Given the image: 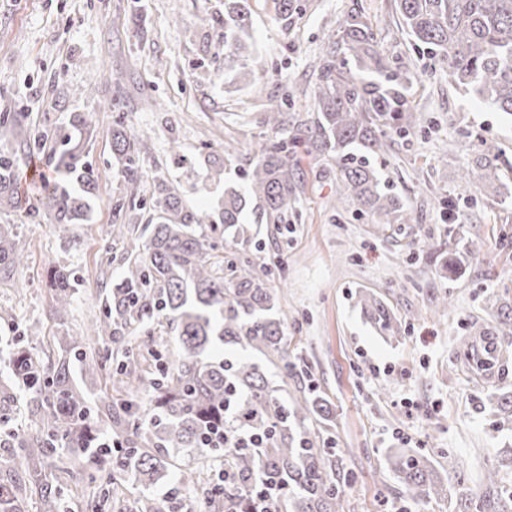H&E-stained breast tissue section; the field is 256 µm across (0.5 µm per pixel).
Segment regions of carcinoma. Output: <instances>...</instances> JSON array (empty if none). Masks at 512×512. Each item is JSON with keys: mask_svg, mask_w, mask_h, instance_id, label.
I'll use <instances>...</instances> for the list:
<instances>
[{"mask_svg": "<svg viewBox=\"0 0 512 512\" xmlns=\"http://www.w3.org/2000/svg\"><path fill=\"white\" fill-rule=\"evenodd\" d=\"M402 26L417 45L427 49L431 71H445L448 82L472 88L491 107L512 116V0H397ZM224 79L255 75L266 60L252 48L250 0H224ZM313 112L305 117L283 108L294 102L288 86L281 99L270 101L264 123L281 137L261 144L245 170L246 191L224 188V201L214 213L190 207L178 189L164 179L150 191L153 212L133 247L121 279L104 289L102 314L86 336L61 338L62 353L43 360L33 353L39 327H30L26 343L0 348V368L28 397L23 412L10 414L13 393L0 387V434L11 449L9 462L21 466L13 478L0 474V512H67L72 505L97 512L95 489L107 492L126 478L148 486L177 469L178 483L201 488L209 512H224V501L246 509L248 488L257 478L288 486V494L269 505V512H344V487L351 481L332 436V403L297 364L288 359V312L283 310L271 272L259 273L246 255L221 251L227 236L250 242L246 215L257 223L286 224L297 214L299 183L291 164L302 149L313 157L337 162L338 208L367 216L373 224L393 226L418 221L412 209L383 181L378 161L391 136L402 139L421 127L412 113L409 94L423 72L392 68L379 49L377 33L360 7H354L327 37L314 69ZM29 114L0 113V139L24 130ZM77 132L53 154L55 177L36 188L37 204L17 189L22 157L0 153V211L43 206L60 224L88 219L98 176L86 160L93 125L86 112H73ZM112 151L133 194L142 192L139 169L146 134L112 125ZM512 162L500 148L478 139L470 167L460 180L461 197L498 200L502 177ZM456 200L448 197V243L458 234ZM124 200L112 205L110 236L130 233ZM26 261L19 249L16 225L0 224V277H8ZM54 315L63 318L78 289L66 267L49 273ZM363 313L383 333L398 335L401 325L377 294L361 290ZM484 308L494 320L489 327L471 324L476 336L465 343L470 354L500 330L512 331V305L492 295ZM137 342L129 348L125 337ZM178 344L174 362L163 361L159 347ZM97 348L86 352L85 342ZM251 351L273 366L281 378L268 379L248 358L227 359L224 346ZM112 378L115 394L89 397L73 380L75 367ZM299 378L293 393H283L287 380ZM147 387L150 411L128 394ZM495 430L512 425V395H496ZM248 432H268L260 448H226L213 433L224 423ZM120 447L97 452L103 443ZM497 465L488 471L484 489L461 488L456 494L438 478L433 457L421 450L388 451L386 464L405 493L414 500H448V512H512V448H500ZM240 478L222 488L224 462ZM117 512H163L148 495L119 502Z\"/></svg>", "mask_w": 512, "mask_h": 512, "instance_id": "cac0c4a2", "label": "carcinoma"}]
</instances>
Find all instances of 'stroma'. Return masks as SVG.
Here are the masks:
<instances>
[{
	"label": "stroma",
	"instance_id": "35a3bbf8",
	"mask_svg": "<svg viewBox=\"0 0 512 512\" xmlns=\"http://www.w3.org/2000/svg\"><path fill=\"white\" fill-rule=\"evenodd\" d=\"M303 14L283 18L272 0H251L252 40L267 61L254 84L229 83L219 51L224 27L216 19L224 0H0V113L29 114L24 141H0V152L25 150L24 178L52 174L51 156L71 134L69 115L89 113L95 134L88 160L98 175L88 221L59 224L52 211L30 217L0 212V224L18 229L27 261L0 278V340L12 341L40 325L44 352L56 339L79 335L99 313L102 290L123 275L130 242L111 241L112 204L126 182L112 157L114 121L147 131L140 177L173 183L194 207L217 208L228 185L244 186L242 171L259 141L268 98L296 86L294 109H312L313 64L352 6H360L379 34L381 49L404 66L424 60L397 24L395 0H302ZM110 73L96 95L74 96L90 74ZM71 92L67 110L56 107ZM412 107L423 130L393 140L381 168L390 187L419 221L402 235L380 236L368 217L337 213L333 190L336 161L297 154L301 181L297 218L262 224L257 244L228 243L246 251L256 267H271L279 300L288 311L291 355L302 357L313 384L335 406L333 433L346 451L355 479L346 489L345 512H448L447 501L408 499L385 463L391 448H417L432 455L451 449L454 463L440 471L449 485L480 489L495 462L494 451L512 446V429H492L487 396L491 385L470 372L462 342L471 323H488L487 296L512 299V196L503 203H460L459 246L482 243L457 276L444 278L439 260L448 254L443 199L473 158L471 137L494 141L512 159V116L493 111L474 94L426 75L413 89ZM455 150H446L448 141ZM237 149L235 163L212 176L225 143ZM429 237L432 255L415 244ZM283 269H273L276 260ZM69 267L80 282L67 321L52 311L47 271ZM372 290L402 324L395 338L379 336L356 305L359 289ZM448 300L445 316L436 304Z\"/></svg>",
	"mask_w": 512,
	"mask_h": 512
}]
</instances>
